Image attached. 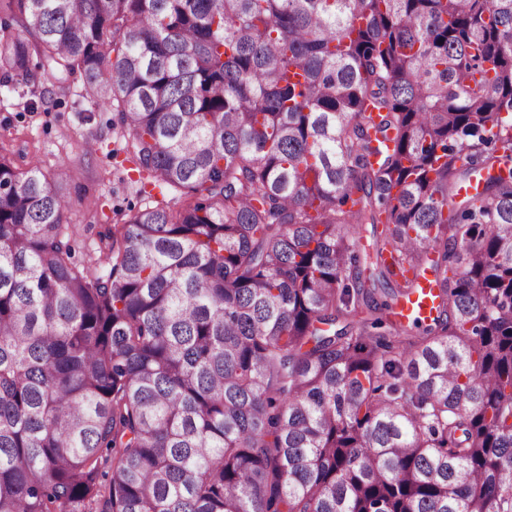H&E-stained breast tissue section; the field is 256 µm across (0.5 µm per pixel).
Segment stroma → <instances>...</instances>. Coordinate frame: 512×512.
Segmentation results:
<instances>
[{"label":"stroma","mask_w":512,"mask_h":512,"mask_svg":"<svg viewBox=\"0 0 512 512\" xmlns=\"http://www.w3.org/2000/svg\"><path fill=\"white\" fill-rule=\"evenodd\" d=\"M82 91L81 78H72L67 95L31 112L24 81L0 87V152L11 155L19 169L40 167L69 195L67 217L78 230L80 260L115 215L131 216L151 199L176 209L186 198L184 191L160 188L148 199L137 194L115 166L113 155L124 145L113 127L115 112L92 105Z\"/></svg>","instance_id":"35a3bbf8"}]
</instances>
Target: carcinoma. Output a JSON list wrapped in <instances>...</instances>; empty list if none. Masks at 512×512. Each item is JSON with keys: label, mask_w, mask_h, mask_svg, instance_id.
Here are the masks:
<instances>
[{"label": "carcinoma", "mask_w": 512, "mask_h": 512, "mask_svg": "<svg viewBox=\"0 0 512 512\" xmlns=\"http://www.w3.org/2000/svg\"><path fill=\"white\" fill-rule=\"evenodd\" d=\"M2 13L1 83L80 75L139 192L195 201L81 264L0 154V512H512V0ZM388 253L419 334L373 333ZM427 274L417 278V286L406 300H403L395 310L394 321L399 325L418 320L422 325L427 324L435 313L438 300L433 297L437 288Z\"/></svg>", "instance_id": "obj_1"}]
</instances>
